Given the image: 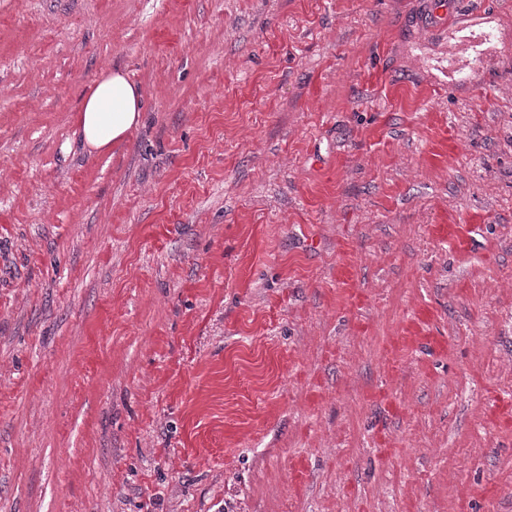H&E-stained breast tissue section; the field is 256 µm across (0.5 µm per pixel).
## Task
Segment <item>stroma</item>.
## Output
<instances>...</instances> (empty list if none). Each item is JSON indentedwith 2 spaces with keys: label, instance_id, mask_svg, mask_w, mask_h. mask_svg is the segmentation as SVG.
Returning <instances> with one entry per match:
<instances>
[{
  "label": "stroma",
  "instance_id": "1",
  "mask_svg": "<svg viewBox=\"0 0 512 512\" xmlns=\"http://www.w3.org/2000/svg\"><path fill=\"white\" fill-rule=\"evenodd\" d=\"M445 2L471 93L428 0H0V512H512V0ZM448 39L454 40L448 58V81L457 86L477 83L483 73L502 60L498 49L501 28L493 15L473 12L464 23L456 18L448 20ZM143 97L127 74L115 69L98 79L78 110L76 134L88 153L111 149L137 126Z\"/></svg>",
  "mask_w": 512,
  "mask_h": 512
}]
</instances>
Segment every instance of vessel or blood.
<instances>
[{
  "label": "vessel or blood",
  "mask_w": 512,
  "mask_h": 512,
  "mask_svg": "<svg viewBox=\"0 0 512 512\" xmlns=\"http://www.w3.org/2000/svg\"><path fill=\"white\" fill-rule=\"evenodd\" d=\"M448 37L453 42L447 67L452 84L471 86L501 61V28L492 15L473 12L463 22L451 19Z\"/></svg>",
  "instance_id": "obj_1"
}]
</instances>
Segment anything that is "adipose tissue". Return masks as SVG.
<instances>
[{
    "label": "adipose tissue",
    "instance_id": "1",
    "mask_svg": "<svg viewBox=\"0 0 512 512\" xmlns=\"http://www.w3.org/2000/svg\"><path fill=\"white\" fill-rule=\"evenodd\" d=\"M140 88L127 74L115 69L98 79L84 97L76 133L88 152L98 153L123 142L141 116Z\"/></svg>",
    "mask_w": 512,
    "mask_h": 512
}]
</instances>
